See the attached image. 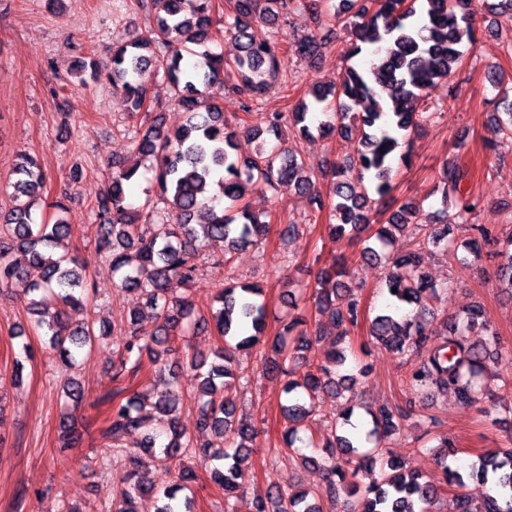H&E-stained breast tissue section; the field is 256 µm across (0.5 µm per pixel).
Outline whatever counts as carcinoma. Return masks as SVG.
<instances>
[{
	"mask_svg": "<svg viewBox=\"0 0 512 512\" xmlns=\"http://www.w3.org/2000/svg\"><path fill=\"white\" fill-rule=\"evenodd\" d=\"M298 0H234L231 19L215 16L212 0H147L145 8L153 25L144 34L112 45V69L106 80L122 85L129 112L142 115L143 124L132 127V149L150 164L152 178L142 207L131 206L129 182L139 167L113 164L112 176L97 201L100 225L98 251L120 274V287L138 292L141 306L151 311L158 324L145 328L139 312L119 319L126 341L112 363V379L135 378L144 369L169 372L167 395L146 403L123 387L104 394L109 405L108 425L102 437L117 439L141 432L136 447L159 450V461L178 468L175 480L158 488L139 469L136 453L116 444L113 455L127 467L124 488L112 504L100 512H194L184 491L197 479L196 471L174 462L183 456L210 469L212 481L224 491V512H232L248 473L251 453L247 442L251 427L236 420V393L246 378L236 353L260 347L264 352L260 371L286 378L287 404L282 414L287 425L281 447L303 464L322 471L324 484L315 491L296 489L291 480L273 486L267 496L253 501V512H323L320 501L343 493L352 512H433L444 485L421 482L402 469L389 450L392 438L401 434L408 418L397 405H382L369 415V430L361 440L350 429L355 407L341 405L332 422V435L316 440L307 435V418L316 411L319 393L339 398L364 373L340 374L350 349V335L358 325L361 308L349 296L355 264L342 258L318 273L312 298L326 317L335 339L333 350L316 358L314 342L299 300L289 293V312L273 337L265 336L267 307L264 289L225 282L215 296L210 316L196 311L186 296L174 295L173 285H188L199 270V246L206 240L224 242L227 253L261 243L270 222L260 219L246 201L247 192L260 187L288 186L306 197L313 212L332 207L336 223L328 225L333 237L367 242L362 232L373 229L381 246L391 245L396 233L423 215L406 202L385 224H373L371 206L392 189L393 157L401 146V163H412L409 151L422 124L431 118L418 112V99L437 89L462 63L461 47L476 40L473 0H339L336 17L345 19L354 36L348 51L352 60L367 51L370 65L347 66L335 88L316 87L310 99L301 100L291 112H265L257 123L232 125L216 97L208 90L216 85L239 97L250 114L252 103L267 92L265 76L276 71L283 58L292 55L310 60L321 55L327 37L304 34L282 48L269 34L274 25L288 19ZM494 16L512 18V0H482ZM224 25L237 46L230 59L212 53L207 44ZM163 72L173 90L174 102L187 115L186 123L172 131L153 112L151 76ZM289 124L307 139L314 136H356L362 150L356 161L333 164L330 170L336 202L324 200L315 190L301 155L283 146L280 131ZM259 140L254 156L237 154L239 134ZM11 207L0 210V288L13 281L26 283L28 309L34 324L43 330L45 343L65 364L87 357L99 342L95 323L75 319L85 309L88 290L86 266L68 249L70 227L60 201L43 200L44 172L31 154L17 155L11 166ZM469 169L457 162L443 164L442 218L448 206L456 210L457 223L432 224L419 249L407 254H379L372 246L360 257L387 267L380 291L389 303L369 324L371 344L398 354L418 352L421 359L409 376L410 386L423 393L432 388L452 392L463 406H474L487 394L482 383L490 365L512 366V352L502 347L487 323L484 307L473 304L463 314L440 320L438 326L424 317L401 313L405 305L425 306L437 299L441 288L423 272L428 248L466 253L479 258L489 231L471 223L477 203L469 194ZM504 263L497 269L500 288L512 299V236L502 244ZM397 292H392V289ZM213 324L223 344L211 356L175 345L176 336ZM482 327L486 338L471 339V330ZM196 381L201 433L186 438L176 417L181 399L180 380ZM72 410L81 409L85 389L75 377L63 384ZM60 438L67 447L81 439L79 420L73 414L59 422ZM224 438L226 448L214 446L206 433ZM455 445L445 440L438 450L445 485L457 489L459 512H512V448L479 457L468 472L448 466ZM378 472L369 485L358 481L360 472Z\"/></svg>",
	"mask_w": 512,
	"mask_h": 512,
	"instance_id": "obj_1",
	"label": "carcinoma"
}]
</instances>
